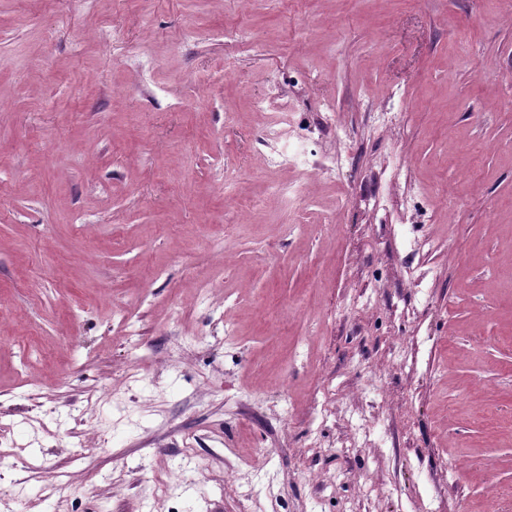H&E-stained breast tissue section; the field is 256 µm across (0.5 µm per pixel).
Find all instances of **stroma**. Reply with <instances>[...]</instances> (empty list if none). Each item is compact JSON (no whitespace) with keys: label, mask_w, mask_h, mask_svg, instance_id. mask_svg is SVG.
I'll list each match as a JSON object with an SVG mask.
<instances>
[{"label":"stroma","mask_w":512,"mask_h":512,"mask_svg":"<svg viewBox=\"0 0 512 512\" xmlns=\"http://www.w3.org/2000/svg\"><path fill=\"white\" fill-rule=\"evenodd\" d=\"M0 427V512H491L512 0H0ZM268 123L263 130V142L269 151L262 156V166L271 170H303L312 171L326 179L336 176V170L343 165L341 156H336L327 162L309 158L307 154L294 145L300 140L299 127L292 112L268 113Z\"/></svg>","instance_id":"obj_1"}]
</instances>
